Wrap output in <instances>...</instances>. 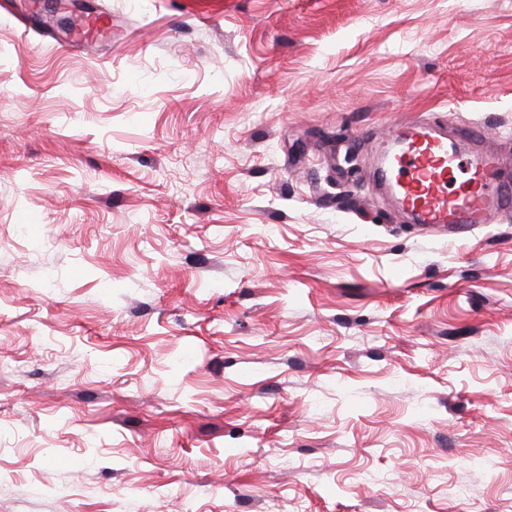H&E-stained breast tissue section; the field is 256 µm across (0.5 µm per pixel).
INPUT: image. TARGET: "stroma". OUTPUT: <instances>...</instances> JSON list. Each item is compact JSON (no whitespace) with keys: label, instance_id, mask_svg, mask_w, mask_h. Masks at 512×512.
<instances>
[{"label":"stroma","instance_id":"stroma-1","mask_svg":"<svg viewBox=\"0 0 512 512\" xmlns=\"http://www.w3.org/2000/svg\"><path fill=\"white\" fill-rule=\"evenodd\" d=\"M0 8V512H512V208L455 240L395 132L512 187V0ZM483 131L462 138V124Z\"/></svg>","mask_w":512,"mask_h":512}]
</instances>
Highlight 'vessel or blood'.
I'll return each instance as SVG.
<instances>
[{"instance_id": "obj_1", "label": "vessel or blood", "mask_w": 512, "mask_h": 512, "mask_svg": "<svg viewBox=\"0 0 512 512\" xmlns=\"http://www.w3.org/2000/svg\"><path fill=\"white\" fill-rule=\"evenodd\" d=\"M398 142L379 176L398 189L418 224L459 230L512 206V194L496 177L494 154H462L447 138L417 127Z\"/></svg>"}]
</instances>
